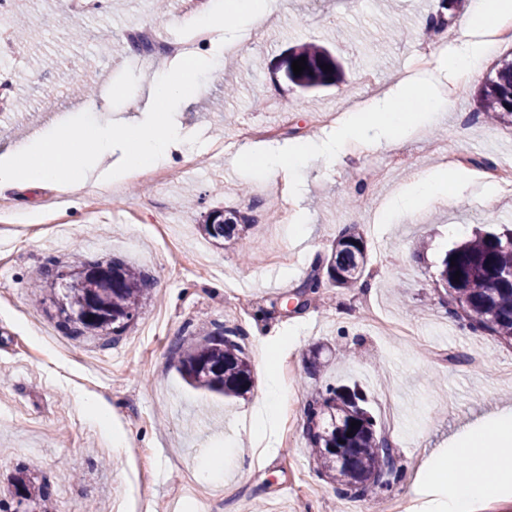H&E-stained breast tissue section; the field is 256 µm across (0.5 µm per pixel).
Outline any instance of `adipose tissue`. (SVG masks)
Masks as SVG:
<instances>
[{"label": "adipose tissue", "instance_id": "1", "mask_svg": "<svg viewBox=\"0 0 512 512\" xmlns=\"http://www.w3.org/2000/svg\"><path fill=\"white\" fill-rule=\"evenodd\" d=\"M203 66V58L195 55L189 60L186 75H155L150 82L152 96L161 103L193 97L200 90L193 75ZM449 105L440 82L432 77L408 80L393 93L348 113L337 135L342 140L368 141L377 132L386 141L398 142L414 129L433 124ZM185 147L183 132L173 123L146 121L123 129L109 122L90 126L76 121L1 152L0 189L63 186L77 198L86 189L92 164L111 158L117 149L125 151L123 170L141 172ZM314 157L312 147L305 142L258 153L261 170L269 173L303 168ZM448 181L456 195L467 192L468 186L462 180H448L446 173L438 170L424 172L394 198L390 218L412 213L419 197L440 195ZM458 453L464 460L460 466L430 459L421 463L416 492L424 497L426 512H476L480 504L501 500L505 484L512 482V412L506 410L499 416L484 418L463 431Z\"/></svg>", "mask_w": 512, "mask_h": 512}]
</instances>
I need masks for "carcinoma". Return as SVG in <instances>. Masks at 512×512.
<instances>
[{"instance_id":"carcinoma-1","label":"carcinoma","mask_w":512,"mask_h":512,"mask_svg":"<svg viewBox=\"0 0 512 512\" xmlns=\"http://www.w3.org/2000/svg\"><path fill=\"white\" fill-rule=\"evenodd\" d=\"M306 58L302 74L293 73L292 62ZM330 70H324V66ZM280 68L290 83L304 89L336 84L341 67L336 58L318 45L293 50ZM482 112L500 124L512 125V59L502 64L479 91ZM249 218L238 211H211L200 231L216 242L239 239L241 227ZM367 261L363 235L352 225L336 240L330 255L313 269L300 285L296 296L299 307L310 304L308 294L321 288L345 287L360 279ZM512 270V230L502 234L483 233L446 254L440 271L448 287L452 308L449 313L463 316L476 331L512 341V280L503 272ZM461 272L454 280L455 272ZM66 283L59 301L60 315L66 324L85 331L123 332L138 315L146 292L140 273L130 266L114 262L106 266L75 265L61 273ZM180 370L195 388L226 396H242L253 387L251 365L240 344V332L214 323L202 340L181 348ZM361 425L353 428L351 422ZM377 421L365 394L353 387L328 385L316 394L307 407L306 436L320 457L321 470L334 474V480L363 495L373 486L387 492L404 476L388 441L377 437ZM352 436H347V432ZM10 495L17 506L49 499L44 487H37L20 470L10 483Z\"/></svg>"}]
</instances>
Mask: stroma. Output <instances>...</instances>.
Returning a JSON list of instances; mask_svg holds the SVG:
<instances>
[{
    "mask_svg": "<svg viewBox=\"0 0 512 512\" xmlns=\"http://www.w3.org/2000/svg\"><path fill=\"white\" fill-rule=\"evenodd\" d=\"M203 0H102L93 12L63 15L60 0H9L10 14L29 25L24 40L11 41L7 90L0 94V151L79 117L93 124L105 110L141 114L142 86L154 72L178 69L180 59L131 50V34L163 27L188 37L186 16ZM473 0H460L449 26L422 28L440 0H273L263 20L226 14L222 28L197 45L215 58L200 78L203 92L190 103L155 108L173 115L195 148L191 157L172 152L178 180L114 182L109 167L96 176L118 185L115 205L96 207L89 197L53 209L50 188L0 193L14 214L0 225V499L8 512V480L28 467L34 483H46L53 512H197L182 494L185 478L221 448L230 467L208 492L209 512H352L355 498L320 473L305 437L304 409L311 394L328 384L358 385L368 395L385 435L405 470L392 491L366 493L365 506L403 503L424 512L414 492L422 459L455 451L465 427L512 408V344L448 313L441 262L456 246L449 226L476 231L512 225V196L486 202L475 159L512 160V126L486 122L475 94L496 65L512 53V40L485 41L480 73L448 75L444 60L468 33L462 19ZM260 39H250L253 28ZM82 36L74 40L71 29ZM327 47L342 67L336 85L305 91L289 84L279 68L302 44ZM432 62L429 75L455 87L452 108L398 146L360 144L343 148L336 164L316 158L296 176L259 172L238 154L216 151L242 124L279 127L255 147L322 143L335 137V121L381 96L403 80L419 51ZM88 81L94 95L71 86ZM236 85L234 96L224 88ZM463 157L444 168L436 144ZM447 169L467 176L463 198L421 199L413 216L398 223L368 212L390 203L417 171ZM235 209L250 219L238 243L216 245L198 226L214 209ZM304 225L305 236L292 231ZM362 231L367 264L359 284L321 289L296 310L295 292L331 251L349 225ZM80 250L88 263L123 262L151 279L136 319L121 334L67 330L59 325L49 292L53 269ZM250 292L240 306L239 292ZM294 313L271 312L272 304ZM167 320L154 335L144 322L159 308ZM406 326L410 337L387 335L374 313ZM216 322L239 329L249 357L253 388L242 397L198 389L181 375L174 342L199 339V325ZM275 371L287 400L271 440L255 436L250 408ZM94 400L112 415L125 437L111 448L105 433L79 405ZM273 447L260 458L259 448Z\"/></svg>",
    "mask_w": 512,
    "mask_h": 512,
    "instance_id": "obj_1",
    "label": "stroma"
}]
</instances>
